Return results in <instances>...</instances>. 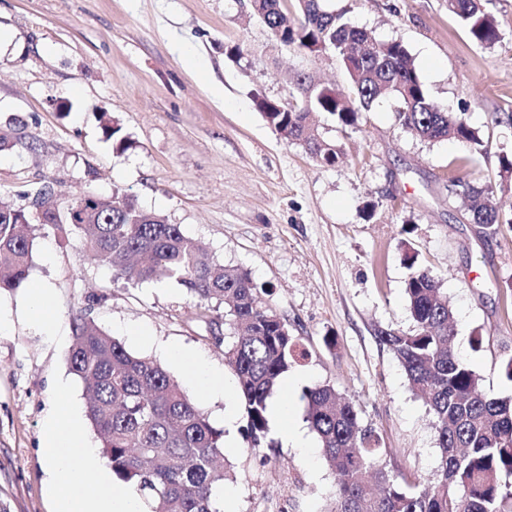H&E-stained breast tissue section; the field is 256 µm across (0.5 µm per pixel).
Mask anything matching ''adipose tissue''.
Segmentation results:
<instances>
[{
  "instance_id": "obj_1",
  "label": "adipose tissue",
  "mask_w": 512,
  "mask_h": 512,
  "mask_svg": "<svg viewBox=\"0 0 512 512\" xmlns=\"http://www.w3.org/2000/svg\"><path fill=\"white\" fill-rule=\"evenodd\" d=\"M167 357L180 365L196 394H227L224 374L188 349L166 347ZM44 448L50 475L53 512H137V500L122 486H111L110 475L83 434L76 411L62 403L45 422Z\"/></svg>"
}]
</instances>
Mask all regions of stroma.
Wrapping results in <instances>:
<instances>
[{
    "label": "stroma",
    "instance_id": "1",
    "mask_svg": "<svg viewBox=\"0 0 512 512\" xmlns=\"http://www.w3.org/2000/svg\"><path fill=\"white\" fill-rule=\"evenodd\" d=\"M346 20L379 41L402 42L432 100L475 128L488 146L471 154L452 141L422 142L395 121L384 99L341 129L314 117L343 158L315 163L281 140L256 110L253 92L283 104L304 72L340 89L333 54L277 43L239 0H0V203L50 183L59 206L86 191L120 190L181 225L223 265L248 270L299 338L288 398L310 445L296 448L270 428L249 449L239 393L200 397L216 427L232 413L237 444L224 457L237 479L219 512H326L335 473L307 419L305 392L329 384L351 398L363 426L380 437L382 464L401 483L433 479L440 463L432 415L408 385L378 329L413 331L409 269L439 280L455 313L454 349L493 397H512L500 371L512 357V177L498 157L512 152V0H484L501 31L472 42L447 0H334ZM240 47L239 60L225 51ZM126 138L106 139L104 118ZM487 189L504 222L471 223L466 187ZM49 288L58 334L48 339L25 316L31 290ZM0 501L10 512H52L43 448L56 384L86 409L83 383L65 355L73 317L96 324L138 355L162 359L169 344L191 348L236 385L222 347L221 312L199 310L171 281L131 285L114 278L78 240L35 242L26 288L0 292ZM482 336L481 346L472 339Z\"/></svg>",
    "mask_w": 512,
    "mask_h": 512
}]
</instances>
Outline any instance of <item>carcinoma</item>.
<instances>
[{
	"instance_id": "1",
	"label": "carcinoma",
	"mask_w": 512,
	"mask_h": 512,
	"mask_svg": "<svg viewBox=\"0 0 512 512\" xmlns=\"http://www.w3.org/2000/svg\"><path fill=\"white\" fill-rule=\"evenodd\" d=\"M261 0L259 19L275 39L309 53L336 54L348 91L294 80L298 103L288 110L255 92L265 122L287 143L301 144L323 164L340 158L335 144L307 126L313 112L335 117L338 127L356 125L358 114L383 98L397 103L395 118L424 142L453 140L473 154L487 151L478 131L431 100L414 60L399 41H376L349 24L326 0ZM448 12L473 42L493 46L498 23L482 0H448ZM472 223L486 228L507 222L482 188L468 187ZM95 205L72 224L53 216L35 219L22 208L0 213V291L29 279L37 236L82 247L128 283L174 281L209 311L224 308V357L242 395V431L249 447L261 448L269 430L268 399L298 356V337L267 303L250 273L217 263L210 253L137 201L117 190L97 192ZM413 268L406 282L407 308L415 330L383 329L379 341L401 363L412 391L428 406L441 451L440 469L424 488H403L380 463L379 439L361 425L352 400L329 384L307 390L308 420L325 462L338 476L330 512H512V401L489 396L481 376L452 346L454 312L427 269ZM66 353L70 372L88 393L87 417L101 439L112 472L143 503L142 512H217L214 491L228 479L224 431L161 363L128 351L94 321L78 315Z\"/></svg>"
}]
</instances>
